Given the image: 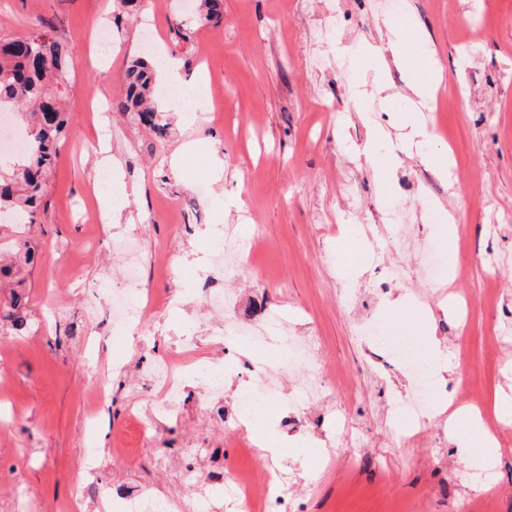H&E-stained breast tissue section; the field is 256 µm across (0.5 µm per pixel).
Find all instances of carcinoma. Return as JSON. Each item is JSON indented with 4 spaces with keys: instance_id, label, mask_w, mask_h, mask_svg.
Instances as JSON below:
<instances>
[{
    "instance_id": "carcinoma-1",
    "label": "carcinoma",
    "mask_w": 512,
    "mask_h": 512,
    "mask_svg": "<svg viewBox=\"0 0 512 512\" xmlns=\"http://www.w3.org/2000/svg\"><path fill=\"white\" fill-rule=\"evenodd\" d=\"M200 19L223 21L222 0H198ZM71 60L65 45L45 34L0 41V108L20 107L28 130L31 149L10 173L0 171V214L22 215L23 223L35 224L34 217L45 210L48 199L43 176L59 157L58 144L70 123L59 106L61 72ZM156 70L145 59L129 65L124 74L125 93L113 103L117 111L130 115L162 140L167 135L165 115L154 102ZM15 262L0 266V279L15 276L14 287L21 288L22 267L35 261L30 238L18 233L13 241ZM26 295L12 292L0 303V330L5 322L17 329L24 324Z\"/></svg>"
}]
</instances>
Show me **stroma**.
I'll use <instances>...</instances> for the list:
<instances>
[{
	"instance_id": "stroma-1",
	"label": "stroma",
	"mask_w": 512,
	"mask_h": 512,
	"mask_svg": "<svg viewBox=\"0 0 512 512\" xmlns=\"http://www.w3.org/2000/svg\"><path fill=\"white\" fill-rule=\"evenodd\" d=\"M402 8L418 19L423 46L443 69L440 91L454 101L425 113L437 138L423 155L408 153L400 133L414 109L411 86L430 75L414 58L384 65L366 54L385 45L390 22L373 0H224L207 68L196 63L202 22L184 0H158L137 25L123 19L119 0H0L1 40L45 29L73 61L68 138L46 173L50 204L32 229L39 259L26 277L27 326L0 336V512H118L112 492L127 486L167 498L184 490L173 469L190 442L207 448L203 477L286 465L295 512H512V441L488 449L494 485L485 493L471 454L438 420L412 437L393 434L391 404L410 382L389 349L395 331L387 311L404 293L413 318L429 320L453 409L480 401L491 418L512 416V357L499 363L489 346L512 329V265L489 277L490 259L512 252V0H402ZM102 26L111 32L104 60L93 45ZM179 26L186 39L175 37ZM146 29L178 61L184 86L203 76L222 95L215 110L190 118L177 102L161 101L171 124L163 143L122 113L92 124L84 112L89 98L109 104L120 96ZM340 46L351 57L338 56ZM376 128L393 159L388 187L363 154ZM107 150L124 186L112 200L122 220L96 224L85 197ZM441 159L449 176L438 170ZM193 168L205 171L207 195L187 178ZM346 183L353 198L340 192ZM394 200L412 239L390 231ZM434 210L455 218V239L442 240ZM217 224L260 243L222 276L211 264ZM120 233L139 244L140 293L155 315L115 341L108 294L124 285ZM429 245L443 270L432 285L421 276ZM162 256L169 268L160 267ZM397 266L405 276L389 282ZM221 289L237 294L242 319L265 307L282 312L296 335L319 337L324 372L348 391L292 409L300 438L262 415L229 439L199 413L208 391L191 377L179 417L137 438L130 410L157 399L150 366L176 355L180 343L197 360L231 369L237 383L283 358L273 337L225 348L224 318L205 305L207 293ZM374 321L380 334L364 336L363 325ZM334 412L364 432L365 449L332 428ZM256 429L275 443L276 456L245 455ZM91 452L92 475L84 470ZM161 453L172 470L159 469Z\"/></svg>"
}]
</instances>
